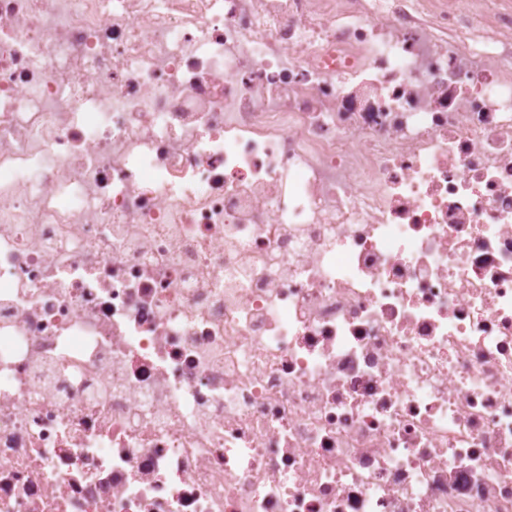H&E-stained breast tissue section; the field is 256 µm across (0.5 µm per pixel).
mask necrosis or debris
<instances>
[{
	"label": "necrosis or debris",
	"mask_w": 512,
	"mask_h": 512,
	"mask_svg": "<svg viewBox=\"0 0 512 512\" xmlns=\"http://www.w3.org/2000/svg\"><path fill=\"white\" fill-rule=\"evenodd\" d=\"M0 512H512V0H0Z\"/></svg>",
	"instance_id": "obj_1"
}]
</instances>
